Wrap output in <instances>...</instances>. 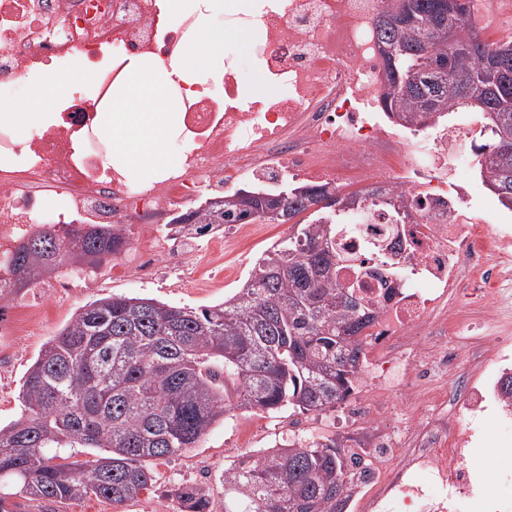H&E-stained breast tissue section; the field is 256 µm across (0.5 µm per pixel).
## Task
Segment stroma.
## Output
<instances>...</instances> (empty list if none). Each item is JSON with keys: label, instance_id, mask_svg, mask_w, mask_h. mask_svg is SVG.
<instances>
[{"label": "stroma", "instance_id": "obj_1", "mask_svg": "<svg viewBox=\"0 0 512 512\" xmlns=\"http://www.w3.org/2000/svg\"><path fill=\"white\" fill-rule=\"evenodd\" d=\"M288 233V225L262 220L242 231L229 224L221 238H201L187 255L162 257L151 277H126L107 264L76 287L65 285L27 294V301L45 309L47 318L24 335L14 337L0 352V425L19 417V392L28 368L43 344L78 308L112 294L146 296L195 308L220 303L247 279L263 251ZM298 419V414L288 409L269 414L233 411L213 425L196 447L153 461L155 484L136 501L113 505L93 497L64 504L24 500L20 512H181L182 506L172 490L195 481L208 486L213 512H224L225 469L242 453L269 448L287 438L290 423Z\"/></svg>", "mask_w": 512, "mask_h": 512}]
</instances>
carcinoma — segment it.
Here are the masks:
<instances>
[{"instance_id":"obj_1","label":"carcinoma","mask_w":512,"mask_h":512,"mask_svg":"<svg viewBox=\"0 0 512 512\" xmlns=\"http://www.w3.org/2000/svg\"><path fill=\"white\" fill-rule=\"evenodd\" d=\"M456 23L460 51L430 25L438 9ZM392 91L379 94L401 122L427 125L449 110L482 113L490 131L482 184L512 196V42L485 39L471 0H393L376 19ZM443 58L448 70L478 80L469 102L441 78L433 90L418 75ZM294 231L256 261L243 286L215 305L179 307L153 298L107 295L82 306L40 350L20 392L23 411L0 426V512L9 498L65 503L95 497L122 504L153 486L151 461L193 448L233 410L302 413L336 407L353 388L372 321L355 288L340 283L348 258L336 234L350 208L376 204L383 189L341 195L336 188L286 189ZM173 218L199 235L263 218L266 202L221 196ZM127 247L112 224H87L62 239L56 227L23 238L9 259L16 297L64 267L93 269ZM79 448L96 451L78 459ZM347 465L336 440L290 441L244 453L224 470V512H339ZM185 512H211L209 489L180 485Z\"/></svg>"}]
</instances>
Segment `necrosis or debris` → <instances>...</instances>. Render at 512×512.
I'll use <instances>...</instances> for the list:
<instances>
[{
	"label": "necrosis or debris",
	"instance_id": "4bbe7bcc",
	"mask_svg": "<svg viewBox=\"0 0 512 512\" xmlns=\"http://www.w3.org/2000/svg\"><path fill=\"white\" fill-rule=\"evenodd\" d=\"M390 0H255L231 12L232 27L256 30L253 59L283 93L243 99L232 57L223 78L183 97L176 165L147 184L107 171L98 112L124 77L126 57L177 56L186 28L157 0H0V101L41 72L82 56L98 79L27 138L0 126V286L7 254L41 224H115L134 233L131 275L165 255L174 214L223 194L244 177L337 184L381 179L402 193L406 220L386 206L352 210L337 242L374 317L363 338L352 392L319 420L338 421L342 448L361 464L346 483L345 512H512V456L479 464L483 427L493 421L512 447V336L499 334L512 302V219L479 220L471 175L483 161L476 118L446 126L400 125L377 102L383 60L376 16ZM481 308L478 342L469 314ZM465 383L450 397L448 383Z\"/></svg>",
	"mask_w": 512,
	"mask_h": 512
}]
</instances>
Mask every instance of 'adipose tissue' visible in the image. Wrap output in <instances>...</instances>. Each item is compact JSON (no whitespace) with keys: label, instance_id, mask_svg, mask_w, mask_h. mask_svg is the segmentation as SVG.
I'll list each match as a JSON object with an SVG mask.
<instances>
[{"label":"adipose tissue","instance_id":"ef3b65f1","mask_svg":"<svg viewBox=\"0 0 512 512\" xmlns=\"http://www.w3.org/2000/svg\"><path fill=\"white\" fill-rule=\"evenodd\" d=\"M240 6V0H163L162 10L169 22L177 24L192 16L196 24L173 62L157 55L128 56L125 78L113 90L112 106L101 118V129L111 141L110 165L134 174L140 182L171 168L175 156L167 141L180 122L182 86L222 75L230 46L250 41L249 32L211 22L213 16ZM91 78L84 70L72 77H47L27 102L1 108L0 123L28 133Z\"/></svg>","mask_w":512,"mask_h":512}]
</instances>
